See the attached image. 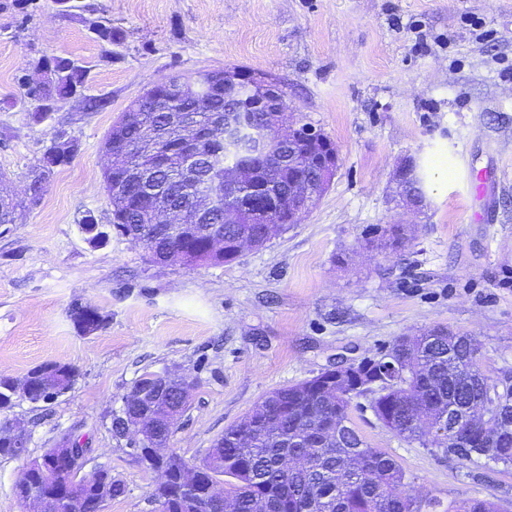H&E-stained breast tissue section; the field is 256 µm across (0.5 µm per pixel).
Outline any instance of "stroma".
I'll return each mask as SVG.
<instances>
[{
	"label": "stroma",
	"instance_id": "35a3bbf8",
	"mask_svg": "<svg viewBox=\"0 0 512 512\" xmlns=\"http://www.w3.org/2000/svg\"><path fill=\"white\" fill-rule=\"evenodd\" d=\"M91 2L116 43L60 0H37L22 26L13 0H0V187L18 204L14 223L0 224V374L78 371L61 396L20 398L9 411L31 435L30 456L81 437L126 486L105 512H156L154 474L110 430L144 372L191 380L171 445L192 464L273 390L421 329L469 333L490 374L512 373V0ZM53 56L80 60L85 88L38 120L18 79ZM231 67L280 81L285 122L335 142L336 174L300 223L231 263L152 262L112 227L105 140L148 87ZM64 141L76 147L71 162L30 200L45 154ZM408 162L426 195L419 210L399 194ZM389 226L402 234L393 251L376 246ZM76 303L103 312V328L78 329ZM352 420L417 494L512 512V468L429 451L368 410ZM47 372L53 373L54 375H59L61 378H63L66 381V388H67L66 390L71 388V386L73 385V383L77 377V370L73 366L66 365V364L50 363V364L41 365L39 367L32 369L31 371L28 372L27 376L32 377L33 383L37 386V391L42 389L43 390L42 392L44 394L47 391H51V396H48L50 398H43L40 395L34 396V397L40 398L41 399L40 401H45V400L51 399V397L52 398L58 397L59 395L65 393V392H61V389L57 390L54 385H52L49 388L43 387L41 385V383L39 381L40 380L39 375H41L43 373H47Z\"/></svg>",
	"mask_w": 512,
	"mask_h": 512
}]
</instances>
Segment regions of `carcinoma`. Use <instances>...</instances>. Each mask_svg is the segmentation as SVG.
<instances>
[{
    "label": "carcinoma",
    "instance_id": "obj_1",
    "mask_svg": "<svg viewBox=\"0 0 512 512\" xmlns=\"http://www.w3.org/2000/svg\"><path fill=\"white\" fill-rule=\"evenodd\" d=\"M52 68L47 79L34 85H25V96L34 100L62 99L73 96L85 86V67L70 58L55 56L37 62L36 68ZM211 109L194 112L195 122L213 124L224 116V93L217 87L209 89ZM191 101L180 99L168 111L141 113V124L153 134L164 153L143 154L137 165L152 173L158 187L176 178V171L168 164L165 151L184 138L181 132L169 128V113L184 112ZM224 150V140H204L193 145L192 157L201 172L208 173L206 164L213 155ZM248 174L241 180L237 194L224 200L225 213L237 220L224 219V213L213 217V223L200 224L197 233L184 242L186 266L222 265L237 258L235 245L241 240L269 241L268 225L247 223L249 211L258 205L282 206L287 188L303 180L306 171L289 164L274 170L266 156L228 157L224 159L223 176L236 175L239 168ZM112 192V223L137 227L138 214L131 212L139 203L138 187L130 180ZM224 235V254H210L205 244L211 230ZM156 261L165 263L173 243L157 239L149 233L132 236ZM73 321L82 329L96 331L105 323V316L88 304H76L71 309ZM393 346L407 365L406 375L381 380L376 388L358 395L360 401L339 398L311 388L303 380L270 392L265 396L266 413L250 411L236 424L226 428L214 447L224 449V456L211 454L199 464L202 470L196 486L199 512H216L209 504L218 495L212 485L228 478L229 488L224 495L230 498L234 512H421L420 498L414 494L412 483L396 460L383 450L372 447L359 434L352 422L355 407L366 406L384 428L386 419L395 423L396 434L418 442L424 448L442 444L437 419L448 414L454 405L470 413L475 427L469 432L481 434L486 418L480 414L481 403L489 398L512 410V376H492L479 363L478 347L468 334L441 336L434 328L413 335V341H395ZM53 373L71 388L77 370L66 364L50 363L28 372L37 389L57 397L56 387H42L39 375ZM492 425L506 429L498 447L489 455L470 454L464 450L457 458L472 463L482 461L512 468V419L492 417ZM170 480L152 488L150 498L164 501L167 512H191L184 502L175 499L178 475L173 467L185 465L183 458L170 451ZM75 479L85 501V512H93V501L102 497L100 490L110 486L109 500L126 493L125 484L112 476V470L97 471L87 476L79 470H70L68 462L56 461L48 473H32L26 478V489L15 491L16 498L25 501L30 487L43 494H51L61 502L60 512H70L63 503L68 489L65 481ZM426 512H499L496 503L470 499L451 507L441 501L426 499Z\"/></svg>",
    "mask_w": 512,
    "mask_h": 512
}]
</instances>
